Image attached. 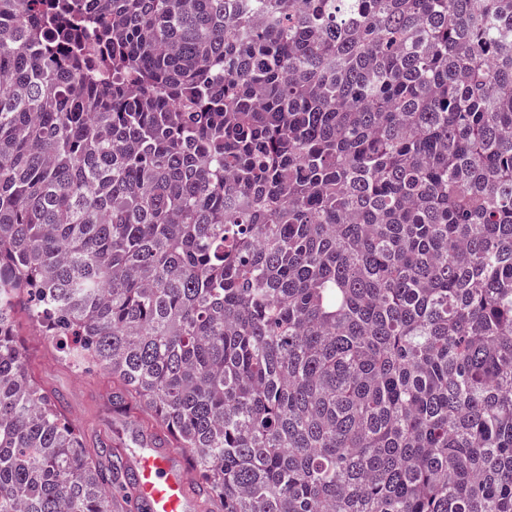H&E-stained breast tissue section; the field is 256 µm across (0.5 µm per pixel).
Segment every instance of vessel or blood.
Returning <instances> with one entry per match:
<instances>
[{
	"mask_svg": "<svg viewBox=\"0 0 512 512\" xmlns=\"http://www.w3.org/2000/svg\"><path fill=\"white\" fill-rule=\"evenodd\" d=\"M128 465L136 479L140 512H189L191 483L184 462L172 459L166 449L146 438Z\"/></svg>",
	"mask_w": 512,
	"mask_h": 512,
	"instance_id": "vessel-or-blood-1",
	"label": "vessel or blood"
}]
</instances>
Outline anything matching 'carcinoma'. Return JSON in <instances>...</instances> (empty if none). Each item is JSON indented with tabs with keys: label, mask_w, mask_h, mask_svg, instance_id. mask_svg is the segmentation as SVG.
I'll return each mask as SVG.
<instances>
[{
	"label": "carcinoma",
	"mask_w": 512,
	"mask_h": 512,
	"mask_svg": "<svg viewBox=\"0 0 512 512\" xmlns=\"http://www.w3.org/2000/svg\"><path fill=\"white\" fill-rule=\"evenodd\" d=\"M512 512V0H0V512ZM16 330L24 339V347L36 379L45 387L60 393L69 417L81 428L91 447L101 437L112 438L128 458L134 445L130 441L125 419L112 406V377L103 370L76 373L56 359L46 336L30 323L21 305L15 308ZM141 450L128 458L136 479V498L140 510L146 512H189L191 483L184 462L172 459L165 448H158L149 438L139 443Z\"/></svg>",
	"instance_id": "carcinoma-1"
}]
</instances>
